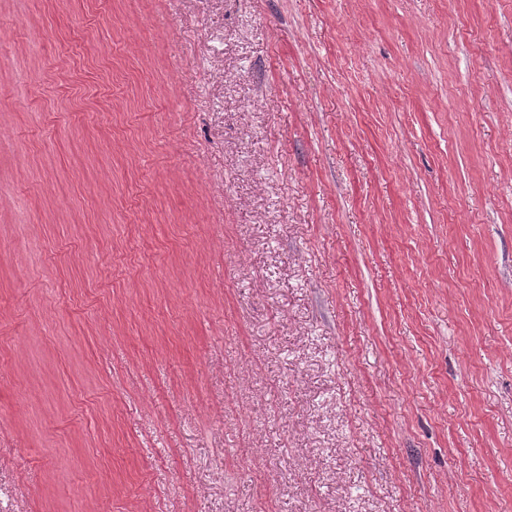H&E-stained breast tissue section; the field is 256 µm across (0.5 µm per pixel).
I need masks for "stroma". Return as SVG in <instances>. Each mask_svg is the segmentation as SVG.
<instances>
[{"instance_id":"stroma-1","label":"stroma","mask_w":512,"mask_h":512,"mask_svg":"<svg viewBox=\"0 0 512 512\" xmlns=\"http://www.w3.org/2000/svg\"><path fill=\"white\" fill-rule=\"evenodd\" d=\"M0 512H512V0H0Z\"/></svg>"}]
</instances>
